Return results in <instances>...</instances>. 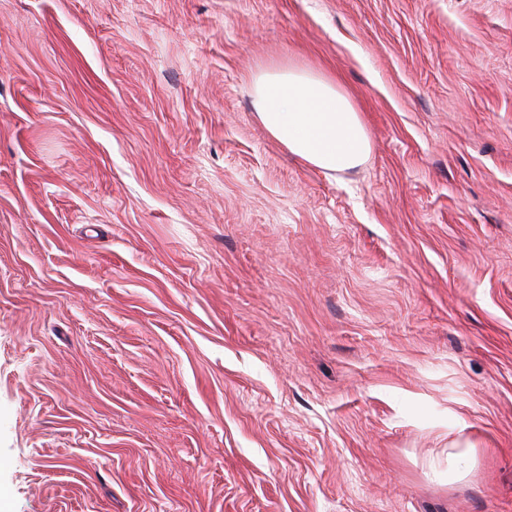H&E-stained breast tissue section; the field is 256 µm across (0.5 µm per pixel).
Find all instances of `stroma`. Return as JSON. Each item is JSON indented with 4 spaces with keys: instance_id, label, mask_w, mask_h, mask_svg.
<instances>
[{
    "instance_id": "35a3bbf8",
    "label": "stroma",
    "mask_w": 512,
    "mask_h": 512,
    "mask_svg": "<svg viewBox=\"0 0 512 512\" xmlns=\"http://www.w3.org/2000/svg\"><path fill=\"white\" fill-rule=\"evenodd\" d=\"M0 512H512V0H0ZM256 115L270 136L306 164L333 176L363 165L371 142L349 96L313 69L272 66L253 80ZM476 448H444L427 463V477L434 482L448 480V483L465 477L473 468Z\"/></svg>"
}]
</instances>
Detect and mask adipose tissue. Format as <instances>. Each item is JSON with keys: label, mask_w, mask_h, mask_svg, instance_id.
<instances>
[{"label": "adipose tissue", "mask_w": 512, "mask_h": 512, "mask_svg": "<svg viewBox=\"0 0 512 512\" xmlns=\"http://www.w3.org/2000/svg\"><path fill=\"white\" fill-rule=\"evenodd\" d=\"M256 115L270 136L292 155L326 175L363 165L371 142L349 96L313 69L272 66L253 80ZM477 452L445 448L429 459L431 481H455L472 469Z\"/></svg>", "instance_id": "1"}]
</instances>
